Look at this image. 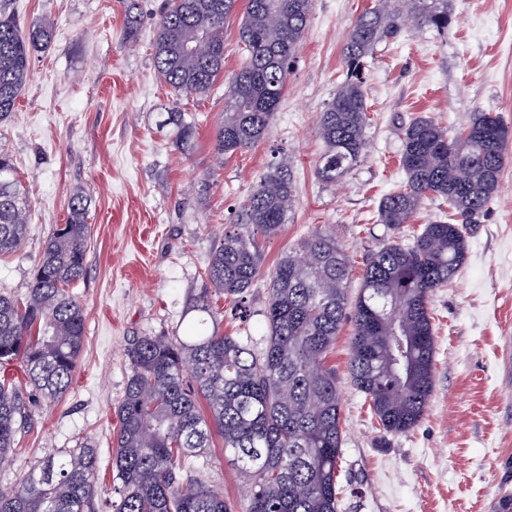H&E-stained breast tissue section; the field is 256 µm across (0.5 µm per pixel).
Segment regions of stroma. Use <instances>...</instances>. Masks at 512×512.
Here are the masks:
<instances>
[{"label":"stroma","instance_id":"obj_1","mask_svg":"<svg viewBox=\"0 0 512 512\" xmlns=\"http://www.w3.org/2000/svg\"><path fill=\"white\" fill-rule=\"evenodd\" d=\"M164 0H133L134 39L124 36L121 0H11L21 24L52 25L0 148L12 154L31 199L25 247L0 257V287L25 294L43 239L65 223L73 189L91 198L86 275L74 288L85 311V349L73 383L36 411L0 490L16 486L37 460L90 442L99 456L97 512H109L116 414L140 336H181L186 303L204 288L203 271L243 199L268 170L287 164L295 200L281 232L260 239V275L247 318L215 304L224 334L265 348L269 277L277 261L313 231L335 236L352 264L356 298L368 253L389 238L378 203L406 180L402 128L427 116L456 133L474 111L512 128V0H448L447 34L404 29L366 58L368 152L342 183L319 182L324 150L317 119L347 77L342 49L351 25L376 0H314L297 64L268 135L217 161L214 129L224 118V84L198 100H175L157 73L151 44ZM195 115L200 134L186 152L162 128L166 110ZM497 194L467 230L466 259L434 294L435 387L423 419L408 433L380 432L349 376L350 325L328 357L342 395L344 445L339 512H494L512 499V141ZM189 475L221 489L245 512L242 477L214 442Z\"/></svg>","mask_w":512,"mask_h":512}]
</instances>
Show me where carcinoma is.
Here are the masks:
<instances>
[{"label": "carcinoma", "instance_id": "1", "mask_svg": "<svg viewBox=\"0 0 512 512\" xmlns=\"http://www.w3.org/2000/svg\"><path fill=\"white\" fill-rule=\"evenodd\" d=\"M245 2L239 27L244 61L224 93L215 129L222 156L267 134L288 85L313 0H166L153 59L176 96L199 99L224 73V23ZM448 32V0H377L355 20L343 46L347 80L320 113L325 150L318 179L333 185L367 151L365 57L396 39L407 17ZM51 24L21 27L0 0V123L8 121L30 76L35 51L50 43ZM172 144L191 149L197 124L173 110ZM512 132L499 116L475 112L462 132L429 117L403 130L405 185L382 197L379 222L394 233L421 203L439 199L448 217L432 221L412 244L391 241L366 258L352 313L346 312L351 263L336 238L316 231L280 258L270 275L262 355L219 332L212 299L222 295L246 314L245 294L259 275L256 235L284 226L294 194L286 165L271 168L240 207L253 234H227L213 248L193 295L183 336H140L127 349L130 374L117 408L112 512H233L224 492L198 478L184 482L189 461L211 447L247 477L246 512H338L343 430L341 394L327 354L343 323L352 322L349 373L380 429L405 433L418 424L435 383L431 298L448 285L466 254L467 225L497 193ZM30 201L10 153L0 150V255L20 251L31 235ZM89 199L70 193L68 217L42 241L24 296L0 289V365L16 362L24 381L0 379V464L16 451L35 410L70 388L85 344V314L72 288L84 277ZM98 455L92 446L50 454L9 491L0 512H94Z\"/></svg>", "mask_w": 512, "mask_h": 512}]
</instances>
